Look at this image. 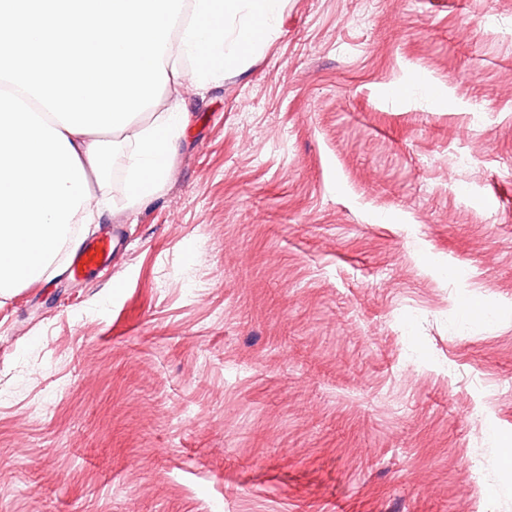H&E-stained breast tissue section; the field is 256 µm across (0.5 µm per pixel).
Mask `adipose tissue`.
<instances>
[{"mask_svg":"<svg viewBox=\"0 0 512 512\" xmlns=\"http://www.w3.org/2000/svg\"><path fill=\"white\" fill-rule=\"evenodd\" d=\"M283 0H185L163 57L168 82L158 106L121 133H72L41 124L0 95V297L48 272L73 224L109 211L112 163L125 173L122 202L152 200L173 171L189 116L183 94L204 95L276 33Z\"/></svg>","mask_w":512,"mask_h":512,"instance_id":"1","label":"adipose tissue"}]
</instances>
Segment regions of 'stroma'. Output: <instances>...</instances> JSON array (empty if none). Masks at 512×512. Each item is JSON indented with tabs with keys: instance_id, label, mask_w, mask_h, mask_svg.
Segmentation results:
<instances>
[{
	"instance_id": "1",
	"label": "stroma",
	"mask_w": 512,
	"mask_h": 512,
	"mask_svg": "<svg viewBox=\"0 0 512 512\" xmlns=\"http://www.w3.org/2000/svg\"><path fill=\"white\" fill-rule=\"evenodd\" d=\"M186 100L0 302V512H512V0H286ZM112 245L111 235H104L87 242L72 259L71 268L74 275L80 277L106 268L112 254Z\"/></svg>"
}]
</instances>
